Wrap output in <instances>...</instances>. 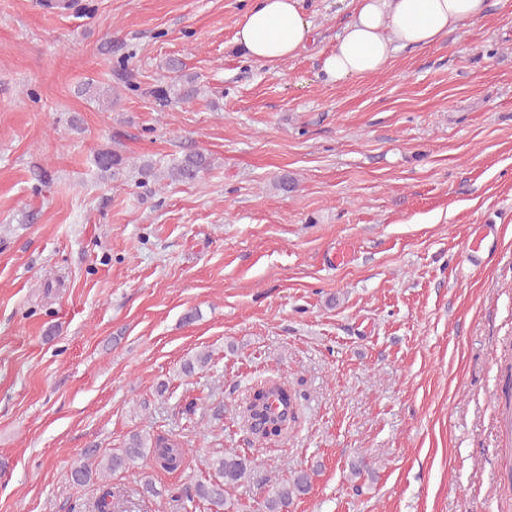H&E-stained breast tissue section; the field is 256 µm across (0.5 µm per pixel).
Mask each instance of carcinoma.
Wrapping results in <instances>:
<instances>
[{"label": "carcinoma", "mask_w": 512, "mask_h": 512, "mask_svg": "<svg viewBox=\"0 0 512 512\" xmlns=\"http://www.w3.org/2000/svg\"><path fill=\"white\" fill-rule=\"evenodd\" d=\"M114 75L118 86L130 91L138 89L128 67H118ZM152 94L166 105L174 97L182 101L194 98L198 95V88L184 86L177 89L167 84L155 88ZM96 164L102 174L114 178L126 169V158L116 150L102 151L96 156ZM212 165L213 159L209 154L193 151L167 169L165 177L172 182L191 183L200 179ZM210 361L211 354H200L184 361L181 373L190 376ZM245 413L254 434L264 438L278 437L295 421L294 397L287 388L270 382L253 392ZM149 449L152 450L155 466L168 472L183 467L189 453L184 441L173 434L135 433L129 437L125 448L100 460L97 459L96 450H87L86 459L71 470L70 478L76 484H86L98 474L127 472L140 465ZM252 463L251 457L228 451L207 464L208 476L196 480L191 486L177 489L172 498L176 502L202 503L208 506L210 512H227L231 506L227 498L228 490L250 475ZM311 479L309 472L299 471L289 481L268 492L263 504L265 512H291L294 501L309 492Z\"/></svg>", "instance_id": "obj_1"}]
</instances>
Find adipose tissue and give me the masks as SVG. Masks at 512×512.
Instances as JSON below:
<instances>
[{
    "mask_svg": "<svg viewBox=\"0 0 512 512\" xmlns=\"http://www.w3.org/2000/svg\"><path fill=\"white\" fill-rule=\"evenodd\" d=\"M485 9V0H356L323 71L337 81L379 73L397 48L432 45ZM309 35L299 0H255L235 40L255 61L274 64L296 56Z\"/></svg>",
    "mask_w": 512,
    "mask_h": 512,
    "instance_id": "1",
    "label": "adipose tissue"
}]
</instances>
